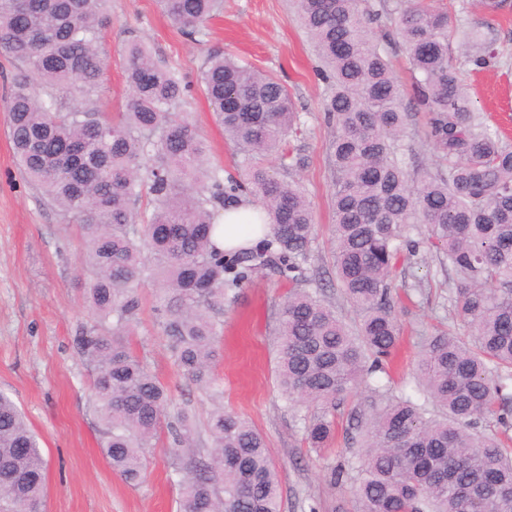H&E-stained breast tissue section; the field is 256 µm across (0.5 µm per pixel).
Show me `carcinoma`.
Listing matches in <instances>:
<instances>
[{"label":"carcinoma","mask_w":512,"mask_h":512,"mask_svg":"<svg viewBox=\"0 0 512 512\" xmlns=\"http://www.w3.org/2000/svg\"><path fill=\"white\" fill-rule=\"evenodd\" d=\"M159 4L192 31L223 10V0ZM296 7L331 90L324 112L333 128V255L357 316L352 327L303 287L315 233L305 191L261 163L273 154L285 172L302 163L281 151L283 137L300 129L285 84L219 53L200 68L199 88L241 156L239 180L205 165L198 129L176 115L191 85L144 44L126 47V111L99 109L112 0H0V55L22 66L0 102L16 158L82 245L92 321L74 344L92 370L103 453L114 473L136 483L165 429L171 466L184 474L177 512H279L266 439L224 410L212 377L224 300L255 271L288 277L274 329L278 382L286 405L319 407L305 430L320 448L359 378L387 372L400 342L395 308L421 290L417 283L401 295L393 276L430 243L455 275L450 303L469 335L427 339L417 375L423 401L377 383V400L347 413L357 512H512V447L499 438L512 430V146L472 106L451 56L448 12L436 0ZM383 16L416 74V104L428 115L423 139L439 159L433 170L410 169L402 152L408 113L368 34ZM460 35L473 49L467 64L494 63L492 24ZM247 192L266 212L270 234L226 251L213 239L215 212ZM418 224L427 225L425 241L410 236ZM147 280L158 285L155 310L178 367L211 393L205 439L130 349ZM489 417L500 434L479 431ZM44 497L39 439L0 392V512H39Z\"/></svg>","instance_id":"1"}]
</instances>
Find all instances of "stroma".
I'll list each match as a JSON object with an SVG mask.
<instances>
[{
	"mask_svg": "<svg viewBox=\"0 0 512 512\" xmlns=\"http://www.w3.org/2000/svg\"><path fill=\"white\" fill-rule=\"evenodd\" d=\"M441 4L453 26L496 27L498 62L480 71L462 67L460 79L475 105L512 143V6L492 16L472 0ZM294 12L293 0H224L221 16L191 36L162 15L156 0H113L112 22L105 33L110 64L97 96L104 111L124 110L125 48L134 41L146 44L156 60L188 81L196 78L207 55L218 51L285 83L302 122V132L291 138L290 147L305 159L290 178L305 189L316 222L306 274L311 288L324 289L350 324L355 314L341 294L331 254V128L323 112L329 90L316 74L321 62ZM379 47L401 84L410 114L402 145L417 163L435 168L433 151L419 136L424 115L416 110L413 73L401 43L393 35ZM179 115L194 123L206 140L209 164L234 172L238 158L200 89L192 90ZM80 250L74 229L62 224L56 208L18 169L8 117L0 111V391L14 400L39 437L46 478L42 510L177 512L181 476L164 453L167 436H160L149 453L145 476L135 486L113 473L103 455L89 369L73 342L80 326L90 320ZM441 258L436 249H421L416 263L401 264L394 278L395 283L419 282L424 288L396 312L402 341L390 371L395 384L415 400L420 394L413 376L424 339L439 329L464 333L448 301ZM288 288L280 277L259 272L225 301L219 339L223 356L213 375L224 390L225 410L251 421L268 441L280 480V512H356L349 478L332 479L333 470L347 466L354 455L345 436H337L327 447L309 448L303 409H287L279 394L273 330ZM152 293L148 285L141 290V322L130 338L131 348L168 387L174 403L188 406L199 423H206L209 396L174 362L161 338Z\"/></svg>",
	"mask_w": 512,
	"mask_h": 512,
	"instance_id": "1",
	"label": "stroma"
}]
</instances>
